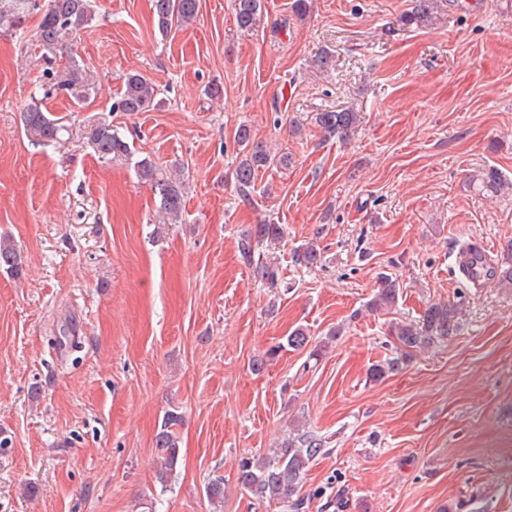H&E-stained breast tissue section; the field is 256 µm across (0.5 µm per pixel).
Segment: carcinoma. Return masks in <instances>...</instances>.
<instances>
[{
  "instance_id": "obj_1",
  "label": "carcinoma",
  "mask_w": 512,
  "mask_h": 512,
  "mask_svg": "<svg viewBox=\"0 0 512 512\" xmlns=\"http://www.w3.org/2000/svg\"><path fill=\"white\" fill-rule=\"evenodd\" d=\"M437 0H416L413 10L404 17L409 26H419L433 17ZM262 0H235L234 15L239 29L250 31L259 25L262 15ZM39 8L38 0H0V28H18L22 26L30 11ZM154 22L164 37L174 30L196 21L200 0H151ZM94 18L92 0H48L41 14L35 33L37 42L43 50L54 54L62 50L61 37L68 30H78ZM54 86L82 103L89 96L85 84L83 69L71 55L67 56V65L55 75ZM156 86L139 74L128 73L122 79V86L112 110L116 112H148L157 106ZM358 113L348 109L320 112L316 122L323 132L330 137L346 141L359 123ZM24 121L29 129L36 132L46 143L60 139L62 127L50 119L40 107L33 105L24 113ZM237 139L247 149L234 169V178L239 191L246 195L255 185L261 170L273 163V158L260 142L252 140L251 132L246 127L237 131ZM94 144L102 156H130L132 152L119 132L111 126L102 124L95 129ZM133 168L138 178L151 186L157 198L158 209L175 224L181 219L185 207V183L180 174L157 168L148 158L134 162ZM484 193L498 196L507 190V183L501 173L488 168L473 176ZM281 227L277 224H257L240 240L239 252L243 261L254 267L261 277L275 282L278 272L263 261L261 248L264 242L281 236ZM22 254L8 239H0V268L12 273L22 270ZM400 284L391 277H385L380 288L367 308L372 311L393 306L400 296ZM462 302L432 303L421 320L410 323H398L390 326L389 335L394 338L396 356L383 363L375 364L369 371V377L378 381L395 373L412 352L428 347L438 339L455 335L460 329L459 314ZM287 346L293 350L309 349V357L319 359L324 350V341H312V335L304 327L294 329L286 338ZM180 420L177 413L167 415L164 428L156 435L155 448L164 460V469L159 479L166 482L175 470L179 446L175 433L170 427ZM327 451L321 437L302 432L286 440L272 454L259 459L243 458L238 464L237 482L240 487L258 501H276L283 508L295 510L300 506L295 499L302 486L304 475L317 457ZM205 495L209 501L224 498V477L216 475L205 485Z\"/></svg>"
}]
</instances>
